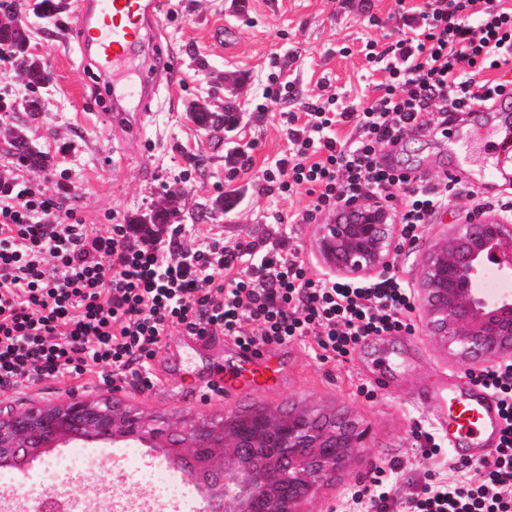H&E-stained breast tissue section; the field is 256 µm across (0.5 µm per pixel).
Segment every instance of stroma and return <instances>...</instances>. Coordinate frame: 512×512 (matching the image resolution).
Segmentation results:
<instances>
[{"mask_svg": "<svg viewBox=\"0 0 512 512\" xmlns=\"http://www.w3.org/2000/svg\"><path fill=\"white\" fill-rule=\"evenodd\" d=\"M29 30V50L44 62L48 82L37 92L42 110H24L30 92L10 65L0 64V97L12 105L0 117L5 127L25 126L32 145L54 158L46 172L23 166L7 143L0 142V181L27 182L49 195L67 193L68 203L89 224L131 223L150 212L171 192L181 195V221L189 246L223 240L231 248L251 243L265 253L279 245L296 250L311 272L326 266L315 250L316 225L295 223L308 207L305 189L286 194L267 182L265 169L289 151L288 119L294 107L274 99L280 85H292L297 97L335 98L336 109L361 107L377 97L385 74L371 70L365 46L395 41L402 23L400 5L424 0H168L162 22L181 71L175 95L161 94L143 127L142 146L126 153L118 138L106 132L102 114L112 105L114 86L137 82L138 61L100 80L77 62L74 0H64L60 14L43 16L35 0H6ZM230 23L238 28L233 48L214 40L213 31ZM234 77L238 112L233 130L205 129L187 115L189 104L214 106L224 100V79ZM471 141L406 136L385 148L383 159L394 167L440 181L449 159L473 174L500 166L497 146L504 126L492 121L472 127ZM203 160L193 168L190 157ZM250 171H243L244 162ZM230 207L200 220L191 214L216 196ZM483 198L451 200L421 229L413 244L393 255L398 278L418 291L421 256L447 225L461 224L483 213ZM413 331L370 336L350 355L323 358L314 337L299 336L288 344L264 348V355L282 364L277 386L264 394L212 396L201 400L185 385L201 381L231 362L237 348L219 336L204 344L199 355L186 358L190 338L170 328L150 361L152 389L104 383L97 374L27 383L0 391V408L50 405L76 396L112 397L122 406L175 424L182 419L259 407L288 409L314 404L330 412H352L369 436L363 456L350 471L321 492V512H373L372 477L383 468L396 494L389 512H407L408 494L429 475L458 485L475 468L467 444L450 449L436 417L447 393L471 386L467 370L429 334L424 312L415 309ZM432 433L438 450L424 458L418 430ZM148 454L130 458L124 449L101 458L96 470L76 477L59 474L55 483L35 485L32 475L44 461L15 467L12 483L0 486V512H24L33 500L51 493L74 499L80 512H139L149 498L137 483L135 470Z\"/></svg>", "mask_w": 512, "mask_h": 512, "instance_id": "stroma-1", "label": "stroma"}]
</instances>
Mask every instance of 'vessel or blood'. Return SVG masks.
Wrapping results in <instances>:
<instances>
[{
	"instance_id": "vessel-or-blood-1",
	"label": "vessel or blood",
	"mask_w": 512,
	"mask_h": 512,
	"mask_svg": "<svg viewBox=\"0 0 512 512\" xmlns=\"http://www.w3.org/2000/svg\"><path fill=\"white\" fill-rule=\"evenodd\" d=\"M162 0H86L77 17L81 66L108 71L125 59L141 56L139 82L132 90L134 110L113 104L107 119L112 130L122 131L127 151L141 142V131L151 104L160 91L174 87L179 79L173 58L163 41L166 37L160 22ZM279 369L272 358L242 350L236 365L217 371L200 385V394L213 388L224 393L260 394L277 384ZM439 427L448 434L449 445L483 438L495 441L503 420L498 401L481 386L469 387L464 393L444 397Z\"/></svg>"
}]
</instances>
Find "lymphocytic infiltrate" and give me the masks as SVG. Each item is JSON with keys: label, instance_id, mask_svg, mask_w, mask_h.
I'll use <instances>...</instances> for the list:
<instances>
[{"label": "lymphocytic infiltrate", "instance_id": "lymphocytic-infiltrate-1", "mask_svg": "<svg viewBox=\"0 0 512 512\" xmlns=\"http://www.w3.org/2000/svg\"><path fill=\"white\" fill-rule=\"evenodd\" d=\"M404 32L383 51L384 89L360 110L297 98L307 127L292 128L290 156L268 180L281 191L305 187L312 202L302 224L351 200L400 201L402 243L449 200L473 197L459 181L431 184L384 166L383 148L424 130L444 137L448 115L512 94V0H425L404 10ZM349 128L339 137L337 127ZM133 224H87L58 197L28 184L0 185V390L68 371L95 368L112 380L153 387L149 361L170 326L191 336H225L245 350L314 337L323 354L346 357L364 338L412 330L411 292L396 274L336 281L281 248L255 254L248 244L218 241L192 248L181 228L166 239H136ZM259 325L247 331V323ZM494 394L504 428L497 454L477 466V484L423 485L410 512H512V362L476 376Z\"/></svg>", "mask_w": 512, "mask_h": 512}]
</instances>
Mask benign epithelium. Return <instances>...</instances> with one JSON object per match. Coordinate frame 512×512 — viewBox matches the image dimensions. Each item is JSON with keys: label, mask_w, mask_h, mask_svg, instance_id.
I'll return each mask as SVG.
<instances>
[{"label": "benign epithelium", "mask_w": 512, "mask_h": 512, "mask_svg": "<svg viewBox=\"0 0 512 512\" xmlns=\"http://www.w3.org/2000/svg\"><path fill=\"white\" fill-rule=\"evenodd\" d=\"M390 218L385 204L354 200L319 225L316 250L337 276L370 278L388 267L396 249L399 227ZM489 263L512 276V221L500 215L452 225L420 260L428 331L465 366L512 362V296L489 303L474 288ZM254 415L252 425L241 424V413L234 412L163 429L109 397L0 409V464L59 443L137 448L162 439L164 447L193 457L201 448H227L229 461L222 453L209 455L204 477L221 492L211 496L207 512H257L261 500L269 512H307L319 489L349 470L366 448L368 430L345 412L304 405Z\"/></svg>", "instance_id": "obj_1"}]
</instances>
